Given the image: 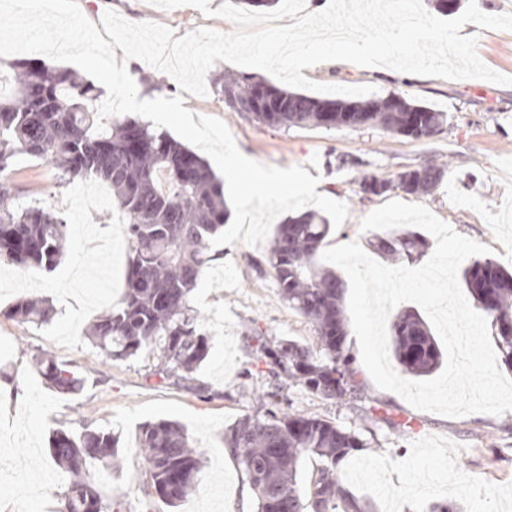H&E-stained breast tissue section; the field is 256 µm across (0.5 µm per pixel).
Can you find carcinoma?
<instances>
[{"instance_id": "obj_1", "label": "carcinoma", "mask_w": 512, "mask_h": 512, "mask_svg": "<svg viewBox=\"0 0 512 512\" xmlns=\"http://www.w3.org/2000/svg\"><path fill=\"white\" fill-rule=\"evenodd\" d=\"M14 91L0 94V258L21 268L53 269L64 255L66 223L36 201L20 202L21 191L6 176L17 154L41 159L65 185L101 179L126 225V289L121 305L103 312L89 339L107 359H128L145 347L156 352L155 372L163 380L203 392L194 372L208 355V336L189 294L213 255L210 240L227 219L224 182L196 153L171 137L133 120L107 122L96 130V88L66 68L34 62L11 65ZM219 100L232 112H249L266 125L324 127L378 126L413 138L441 132L445 114L396 100L318 99L272 85L247 83L232 75L214 81ZM230 92L231 101L224 100ZM340 111L326 112L327 105ZM445 166L427 163L394 179L364 177L365 193L394 188L407 193L435 191ZM330 231L327 220L306 213L277 226L268 263L282 300L314 326L318 347L294 339L268 340L259 334L255 353L270 367L276 389L300 385L338 408L360 411L361 424L345 427L316 415L290 413L275 402L277 393L256 397L257 408L225 433L224 447L242 466L256 499V512H373L369 502L344 485L342 464L354 452L377 443L379 419L362 408L363 383L344 347L348 317L343 281L318 265L317 254ZM377 247L422 259L425 242L413 231L377 238ZM474 301L492 317L502 363L512 369V272L487 259L464 271ZM53 307L37 297H22L6 316L25 324L50 323ZM393 355L412 377L433 374L442 350L428 324L414 311L398 313L392 323ZM46 384L62 395L74 394L84 378L51 355H33ZM119 437L87 424L57 429L49 440L56 464L70 474L59 512H127L125 502L107 500L87 478L91 464L116 466ZM139 448L151 478V494L171 508L194 490L205 462L175 422L159 420L141 427ZM320 463L307 489L298 483L302 457Z\"/></svg>"}]
</instances>
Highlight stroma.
Listing matches in <instances>:
<instances>
[{"label":"stroma","mask_w":512,"mask_h":512,"mask_svg":"<svg viewBox=\"0 0 512 512\" xmlns=\"http://www.w3.org/2000/svg\"><path fill=\"white\" fill-rule=\"evenodd\" d=\"M78 5L96 25L112 10L133 23L164 25L178 38L202 27L236 30L231 21L205 17L192 6L166 10L149 0H78ZM464 29L476 36L478 53L488 67L512 76V30L472 23ZM127 67L139 98L180 94L170 75L137 59ZM303 74L322 84L368 85L377 98L399 94L446 113L448 122L432 138L413 139L379 127H270L251 114L226 110L212 92L186 95L183 106L223 120L246 157L268 166H300L320 177L327 193L348 207L347 219L332 229L326 246L355 241L374 260L397 265V258L376 252L375 231L360 228L364 216L397 200L425 206L460 235L489 246L490 259L512 270V86L344 61H329ZM430 160L445 162L447 168L433 193L394 189L373 195L361 188L363 177L393 178ZM6 174L25 190L27 200L62 216L67 243L62 262L49 271L0 261V458L9 463L0 470V512H57L68 478L49 455V438L53 430H76L85 422L120 438V467L89 470L104 497L124 500L132 512H253V493L222 443L225 431L241 415L253 412L257 393L271 381L267 364L254 358L247 338L258 331L271 339L316 342L312 323L280 298L271 269H258L266 245L238 241L211 250L214 260L191 293V304L210 337L209 353L196 371L208 390L195 393L155 375L156 356L150 350L134 359L110 361L87 338L97 316L122 298L127 242L123 225L108 213L95 218L79 212L75 202L87 193L111 198L109 185L92 179L58 186L50 165L21 155ZM24 294L55 305L50 324L6 317V310ZM42 351L85 377L78 395L63 397L45 385L31 360ZM361 378L366 403L381 422L374 449L354 453L343 465L345 484L356 495L373 500L377 512H424L430 503L452 496L450 483L477 481L495 490V512H512V411L443 417L382 391L369 373ZM282 395L284 407L295 413L346 426L356 419L355 412L297 386ZM160 419L179 423L206 453L194 491L174 509L141 494L149 472L139 450L140 428ZM452 497L462 512L480 508L471 494Z\"/></svg>","instance_id":"stroma-1"}]
</instances>
